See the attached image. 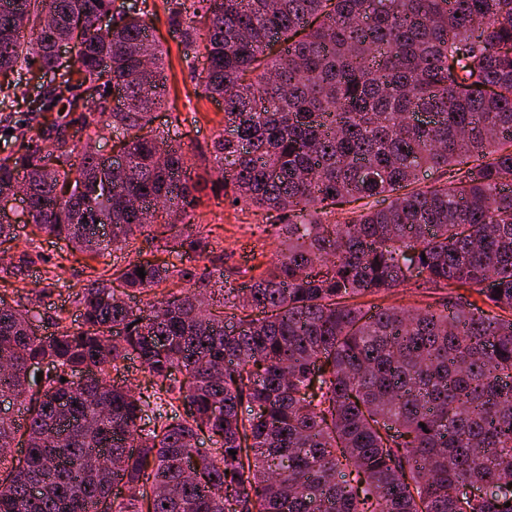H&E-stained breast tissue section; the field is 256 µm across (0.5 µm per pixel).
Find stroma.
I'll list each match as a JSON object with an SVG mask.
<instances>
[{"mask_svg":"<svg viewBox=\"0 0 512 512\" xmlns=\"http://www.w3.org/2000/svg\"><path fill=\"white\" fill-rule=\"evenodd\" d=\"M154 36L166 53L168 81L164 101L152 114L153 124L170 127L193 165L196 221L215 247L207 266L223 270L231 285H247L248 267L265 266L273 259L276 228L266 222L264 211L247 207L236 210L225 203L220 177L211 168L214 143L224 130V102L207 94L198 72L185 63L184 49L166 22H157ZM15 233V240L0 256V291L26 307L41 288L51 287L35 323L39 333L47 335L54 330L52 321L57 312L76 317L75 294L88 279L90 268L66 241L46 237L33 225H17ZM25 250L34 262L19 275L13 262Z\"/></svg>","mask_w":512,"mask_h":512,"instance_id":"35a3bbf8","label":"stroma"}]
</instances>
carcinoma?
<instances>
[{"label": "carcinoma", "instance_id": "obj_1", "mask_svg": "<svg viewBox=\"0 0 512 512\" xmlns=\"http://www.w3.org/2000/svg\"><path fill=\"white\" fill-rule=\"evenodd\" d=\"M188 1L234 134L215 141L224 199L276 212L280 247L220 303L206 265L105 268L47 336L0 294V397L25 414L0 413V512H512V0H166L189 62ZM110 6L0 0V76H16L0 105L35 69L61 78L57 115L15 128L24 152L0 158V192L24 179L29 223L91 260L143 253L158 225L202 259L187 154L151 127L166 90L153 18L119 12L103 34ZM109 130L119 174L99 150ZM50 134L55 156L32 146ZM424 169L451 180L413 188ZM411 266L456 294L352 302L410 287ZM131 292L153 297L135 308ZM128 360L144 388L110 377Z\"/></svg>", "mask_w": 512, "mask_h": 512}]
</instances>
